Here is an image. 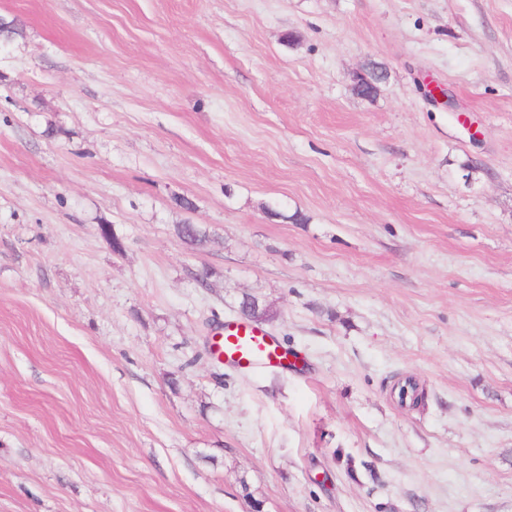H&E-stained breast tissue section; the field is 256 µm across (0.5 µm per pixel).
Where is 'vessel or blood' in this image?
<instances>
[{
  "instance_id": "b4317fda",
  "label": "vessel or blood",
  "mask_w": 512,
  "mask_h": 512,
  "mask_svg": "<svg viewBox=\"0 0 512 512\" xmlns=\"http://www.w3.org/2000/svg\"><path fill=\"white\" fill-rule=\"evenodd\" d=\"M215 352L242 369L275 371L291 366L292 360L281 343L264 328L242 323H225L214 342Z\"/></svg>"
}]
</instances>
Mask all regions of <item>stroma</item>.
<instances>
[{
	"label": "stroma",
	"mask_w": 512,
	"mask_h": 512,
	"mask_svg": "<svg viewBox=\"0 0 512 512\" xmlns=\"http://www.w3.org/2000/svg\"><path fill=\"white\" fill-rule=\"evenodd\" d=\"M0 19V512H512V0ZM214 347L218 357L242 369L275 371L295 365L281 343L262 327L224 323Z\"/></svg>",
	"instance_id": "stroma-1"
}]
</instances>
